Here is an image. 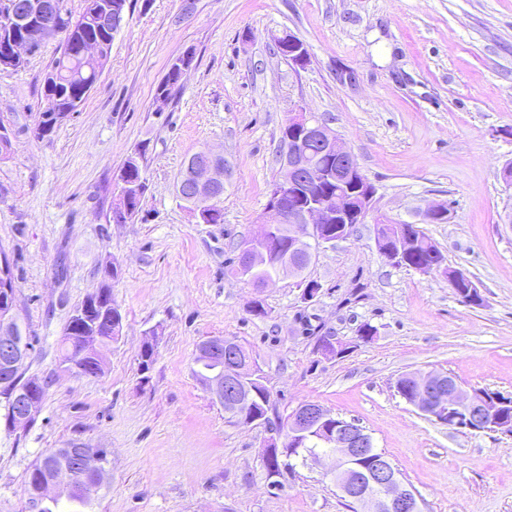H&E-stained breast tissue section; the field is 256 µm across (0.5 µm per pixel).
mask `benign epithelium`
<instances>
[{
	"label": "benign epithelium",
	"mask_w": 512,
	"mask_h": 512,
	"mask_svg": "<svg viewBox=\"0 0 512 512\" xmlns=\"http://www.w3.org/2000/svg\"><path fill=\"white\" fill-rule=\"evenodd\" d=\"M122 8H102L99 22L120 31L125 24ZM7 24L25 26L32 36L13 46V56L31 55L42 42L60 34L56 21L50 18V5L45 0H26L9 11ZM278 53L297 68L309 63L304 43L291 34L275 39ZM287 149L282 154L281 178L269 188L268 208L276 220L260 225L256 238L267 243L278 234L282 224L295 227L292 250L304 251L307 239L316 238L325 244L347 240L355 225L364 224L374 211L376 189L362 173L354 155L343 139L323 119L311 112H292L288 118ZM315 146L329 155L333 164L326 169L310 170L308 151ZM222 155L205 149L203 159L187 162L185 175L177 185L180 196L189 201L194 213L208 223L213 210L223 200L224 164ZM343 224L336 237L321 235L322 225ZM263 264L273 266L278 274H300V269L286 257L266 248L247 246L241 251L240 275L247 277L252 268ZM25 331L19 323L11 290L0 293V363L21 368L30 354ZM219 358L224 362V374L205 379L212 398L224 407L232 421H245L248 408L263 399L267 390L265 378L255 358L228 338H211L197 349V358L207 361ZM439 377L432 372L416 378L417 387L410 403L426 415L450 427L480 431L485 427L512 433V417H489L497 397L477 390L461 389L453 377H448V390L435 393L431 383ZM44 385L31 382L19 386L11 380L0 381V400L17 406L15 424L21 425L34 417L41 406V395L35 389ZM300 447H313L309 458L333 461L330 473L341 497L366 507L365 512H420L417 495L406 488L391 462L376 448L372 438L361 427L352 426L335 417L322 405L307 402L287 414L281 424L269 426L262 455L279 449L283 436ZM89 448H67L65 457L45 472L42 483L27 496L29 510L40 512L42 504L53 497L65 496L74 485L78 472L73 460H87Z\"/></svg>",
	"instance_id": "7a95c632"
}]
</instances>
